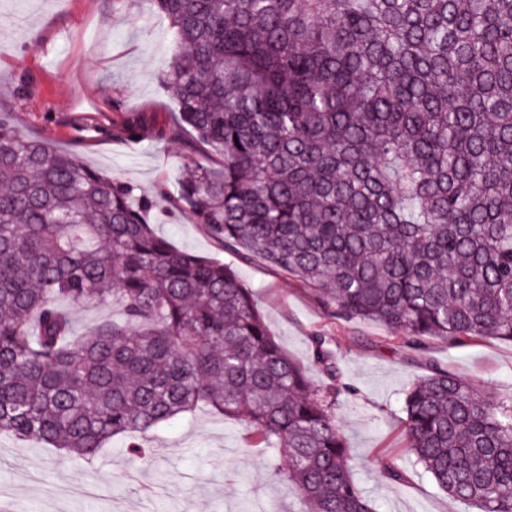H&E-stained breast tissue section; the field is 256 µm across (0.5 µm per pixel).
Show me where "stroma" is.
Returning <instances> with one entry per match:
<instances>
[{
	"instance_id": "1",
	"label": "stroma",
	"mask_w": 512,
	"mask_h": 512,
	"mask_svg": "<svg viewBox=\"0 0 512 512\" xmlns=\"http://www.w3.org/2000/svg\"><path fill=\"white\" fill-rule=\"evenodd\" d=\"M172 43L152 0H0V114L26 137L76 152L89 166L133 185L154 202L150 220L175 248L224 263L250 288L281 347L316 386L310 338L334 341L355 390L336 411L360 462L355 479L377 512H476L441 492L402 452L401 406L408 385L445 366L496 398H512V343L451 347L434 339L400 347L384 325L331 318L320 296L262 259L224 250L174 197L190 152L172 134L175 103L161 81ZM138 125L140 139L114 122ZM152 456L130 461L121 440L92 461L0 436V512H295L288 484L249 447L243 426L209 407L149 434ZM392 456L405 475L384 478Z\"/></svg>"
}]
</instances>
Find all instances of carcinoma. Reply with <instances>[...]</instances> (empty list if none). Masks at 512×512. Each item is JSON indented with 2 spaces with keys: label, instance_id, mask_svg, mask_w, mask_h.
Returning a JSON list of instances; mask_svg holds the SVG:
<instances>
[{
  "label": "carcinoma",
  "instance_id": "carcinoma-1",
  "mask_svg": "<svg viewBox=\"0 0 512 512\" xmlns=\"http://www.w3.org/2000/svg\"><path fill=\"white\" fill-rule=\"evenodd\" d=\"M188 161L177 199L420 350L512 342V0H153ZM149 200L0 116V435L91 461L212 406L240 422L303 512H376L336 419L353 394L331 337L320 388L224 264L173 248ZM121 319L78 334L58 305ZM438 489L512 512V400L435 364L402 405Z\"/></svg>",
  "mask_w": 512,
  "mask_h": 512
}]
</instances>
